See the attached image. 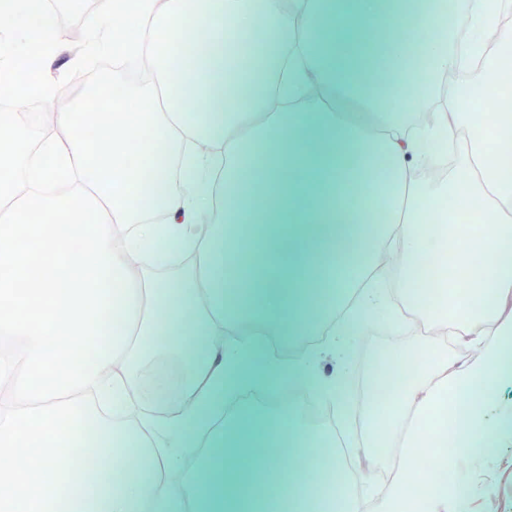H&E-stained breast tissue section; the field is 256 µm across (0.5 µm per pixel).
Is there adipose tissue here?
<instances>
[{"mask_svg": "<svg viewBox=\"0 0 512 512\" xmlns=\"http://www.w3.org/2000/svg\"><path fill=\"white\" fill-rule=\"evenodd\" d=\"M101 4L100 15L134 10L143 33L123 42L94 15L96 42L151 58L153 81L113 77L111 111L93 121L76 101L56 113L58 136L33 137L31 113H0L13 129L0 142V346L19 347L0 358V512H304L326 433L295 404L228 415L224 396L301 383L342 406L341 380L313 374L314 352L286 362L268 340L325 333L344 354L363 331L400 325L375 258L397 254L413 292L440 195L417 173L459 136L442 193L481 226L448 235L458 266L485 259L468 285L473 355L427 360L394 388L373 376L360 421L369 447L401 459L377 512L413 499L448 512L447 490L417 480L421 449L442 445L437 413L453 402L468 417L449 471L512 437V406H491L512 382V139L447 76L475 68L487 91H512V36L499 31L512 0H467L459 24L426 38L437 0ZM376 28L370 57L362 40ZM176 255L191 259L187 278L129 272ZM348 259L364 280L340 295ZM273 448L297 468L275 465Z\"/></svg>", "mask_w": 512, "mask_h": 512, "instance_id": "adipose-tissue-1", "label": "adipose tissue"}]
</instances>
